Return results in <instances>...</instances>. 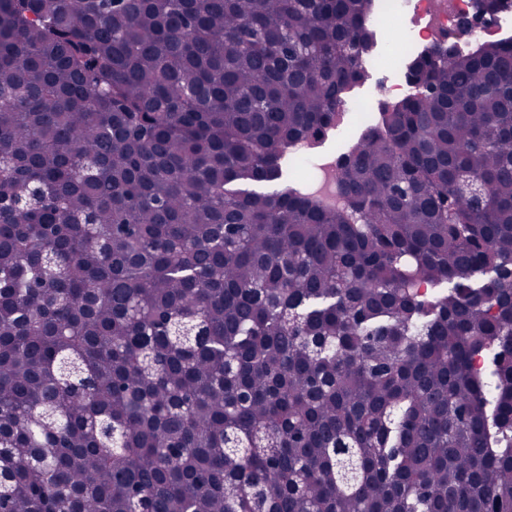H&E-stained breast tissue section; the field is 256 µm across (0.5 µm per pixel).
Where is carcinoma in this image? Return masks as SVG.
Here are the masks:
<instances>
[{"label": "carcinoma", "instance_id": "1", "mask_svg": "<svg viewBox=\"0 0 512 512\" xmlns=\"http://www.w3.org/2000/svg\"><path fill=\"white\" fill-rule=\"evenodd\" d=\"M369 2L0 0V512H512V37L250 189ZM343 155L336 156L334 158H327L319 166L322 172V178L319 183H300L302 189L309 194L311 197L319 200L326 205H341L343 202L342 196L339 190V169L340 165L338 162H343ZM336 160V165H333V161Z\"/></svg>", "mask_w": 512, "mask_h": 512}]
</instances>
